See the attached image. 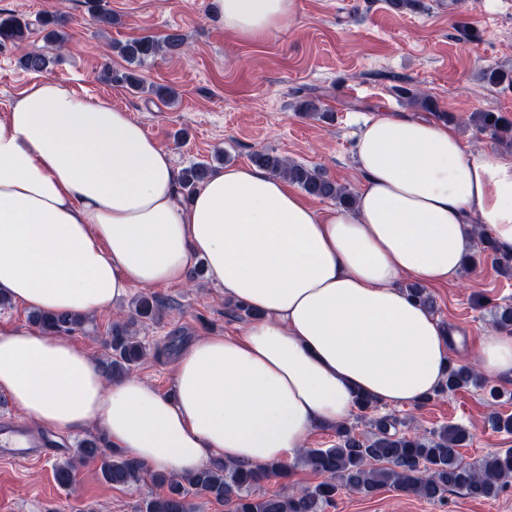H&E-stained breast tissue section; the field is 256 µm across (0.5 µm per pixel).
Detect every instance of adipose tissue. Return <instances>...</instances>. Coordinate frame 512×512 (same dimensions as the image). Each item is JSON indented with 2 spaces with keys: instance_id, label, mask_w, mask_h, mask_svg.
Returning a JSON list of instances; mask_svg holds the SVG:
<instances>
[{
  "instance_id": "ef3b65f1",
  "label": "adipose tissue",
  "mask_w": 512,
  "mask_h": 512,
  "mask_svg": "<svg viewBox=\"0 0 512 512\" xmlns=\"http://www.w3.org/2000/svg\"><path fill=\"white\" fill-rule=\"evenodd\" d=\"M244 40L280 29L297 0H212ZM348 208H316L253 165L216 171L184 203L170 153L129 113L30 84L0 115V295L45 314L112 310L133 286L184 284L196 259L258 317L189 342L175 397L106 379L69 338L0 330V393L61 435L97 425L153 469L288 462L357 397L412 405L439 385L455 334L400 289L455 279L474 226L512 251V157L470 151L448 124L381 116L355 145ZM477 368L512 377V334L480 336Z\"/></svg>"
}]
</instances>
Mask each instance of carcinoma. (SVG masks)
Listing matches in <instances>:
<instances>
[{
  "instance_id": "cac0c4a2",
  "label": "carcinoma",
  "mask_w": 512,
  "mask_h": 512,
  "mask_svg": "<svg viewBox=\"0 0 512 512\" xmlns=\"http://www.w3.org/2000/svg\"><path fill=\"white\" fill-rule=\"evenodd\" d=\"M43 38L51 44L63 45L68 39V20L56 13L46 12L38 18ZM31 34V22L15 13H0V47H19ZM182 39L171 34L163 40L142 36L116 45L118 53L129 63L142 64L162 51L175 53ZM50 59L39 49L30 48L20 57L23 69L32 72L45 70ZM105 79L122 83L133 89L142 80L131 70L103 68ZM401 97L427 112L437 111L432 98L409 88L399 89ZM470 122L501 144L512 145V124L494 112H474ZM253 163L274 176L283 177L307 194L329 199L345 207L355 200L347 187L329 178L326 173L305 164L269 152H256ZM212 173L209 163L197 162L183 169V194L191 196ZM474 232L483 248L497 255L503 273L512 270V254L498 249L492 238L480 227ZM165 308L155 296H139L128 306L120 320L112 323L105 343L111 350L105 372L113 378L128 374L148 356L147 347L138 340L132 328L144 319H156ZM88 318L68 314L46 315L31 312L28 323L60 335H74L84 330ZM493 323L500 330L512 333V304L493 306ZM483 387L485 380L467 364L451 362L448 376L434 392L435 396L455 392L469 386ZM371 436L364 437L354 428L336 426V443L328 448H310L302 457L304 466L322 477L314 486L271 494L256 495L262 483L276 477L288 478L289 468L280 463L264 466H241L221 460H210L189 476L163 472L148 473L140 461L106 449L101 439L85 438L78 444L75 455L54 468V477L62 488H71L79 467L86 463L98 466L100 482L110 487L136 484L145 477L163 493L144 501L143 512H194L195 497L213 499L228 507L229 512H325L343 490L370 494L383 488L396 487L428 501H440L452 490H461L472 499L497 496L512 484V448L485 455L477 464L462 461L460 449L467 447L470 433L459 424H448L429 433L406 435L394 430L387 418L374 422Z\"/></svg>"
}]
</instances>
